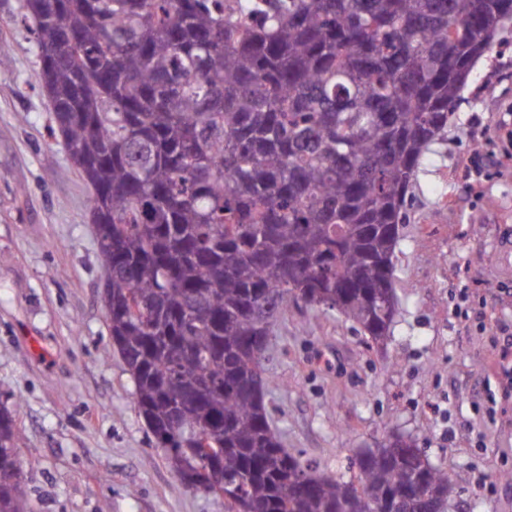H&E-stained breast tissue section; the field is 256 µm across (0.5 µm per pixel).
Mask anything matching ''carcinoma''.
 <instances>
[{"instance_id": "cac0c4a2", "label": "carcinoma", "mask_w": 512, "mask_h": 512, "mask_svg": "<svg viewBox=\"0 0 512 512\" xmlns=\"http://www.w3.org/2000/svg\"><path fill=\"white\" fill-rule=\"evenodd\" d=\"M24 0L38 77L90 189L114 350L181 482L208 436L235 512H416L448 475L387 438L360 487L274 432L264 341L291 303L373 341L422 156L512 0ZM0 407V512H31Z\"/></svg>"}]
</instances>
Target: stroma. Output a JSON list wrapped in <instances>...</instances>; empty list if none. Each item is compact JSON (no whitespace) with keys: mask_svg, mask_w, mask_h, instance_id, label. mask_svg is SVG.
Instances as JSON below:
<instances>
[{"mask_svg":"<svg viewBox=\"0 0 512 512\" xmlns=\"http://www.w3.org/2000/svg\"><path fill=\"white\" fill-rule=\"evenodd\" d=\"M22 0H0V406L22 432L34 512H225L186 488L134 403L107 326L90 191L56 131ZM488 156L470 174L475 151ZM512 24L474 66L417 168L395 251L398 312L384 343L299 301L264 361L284 448L356 480L354 459L392 434L445 471V512H512Z\"/></svg>","mask_w":512,"mask_h":512,"instance_id":"1","label":"stroma"}]
</instances>
